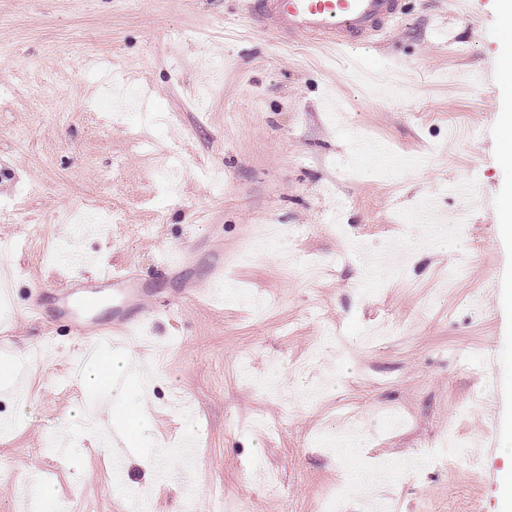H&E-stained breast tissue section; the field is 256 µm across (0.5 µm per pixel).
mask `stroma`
<instances>
[{"label":"stroma","instance_id":"obj_1","mask_svg":"<svg viewBox=\"0 0 512 512\" xmlns=\"http://www.w3.org/2000/svg\"><path fill=\"white\" fill-rule=\"evenodd\" d=\"M402 8L377 43L329 57L306 38L279 42L242 0H0V203L11 205L0 241L13 244L14 274L0 358L20 364L28 389L0 386V512H26L40 482L70 512H131L146 493L154 512L188 498L201 512H316L352 473L329 440L351 422L357 455L411 467L373 489L391 512H461L463 499L498 512L502 462L481 432L512 413V311L486 284L512 282V242L478 198H498L512 170L497 160L500 89L481 79L512 35L496 0H470L463 20L444 0ZM102 59L159 122L98 111ZM361 141L435 159L386 170L359 159ZM87 203L125 219L76 232L62 215ZM262 224L292 233L244 255ZM74 240L97 263L131 265L157 302L184 282L201 290L133 345L164 356L143 452L194 449L172 460L167 485L135 457L114 482L86 436L78 410L91 392L69 371L78 341L55 288ZM393 244L412 258L381 290L370 265ZM176 246L197 260L168 276ZM219 248L215 283L206 257ZM49 338L54 358L32 365L28 351ZM451 429L465 454L436 461Z\"/></svg>","mask_w":512,"mask_h":512}]
</instances>
